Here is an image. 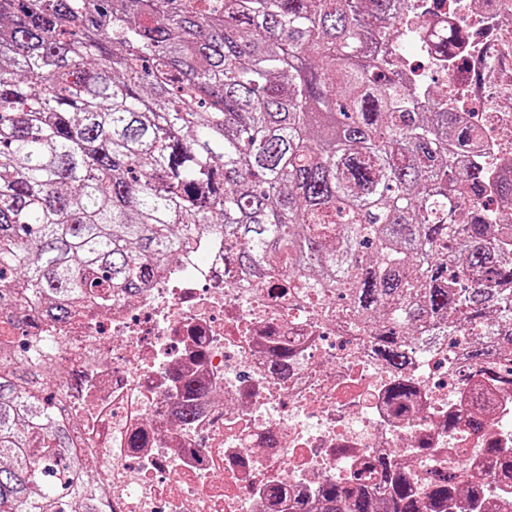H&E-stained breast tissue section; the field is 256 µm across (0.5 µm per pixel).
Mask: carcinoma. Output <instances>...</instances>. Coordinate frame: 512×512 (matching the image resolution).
Returning a JSON list of instances; mask_svg holds the SVG:
<instances>
[{
  "instance_id": "obj_1",
  "label": "carcinoma",
  "mask_w": 512,
  "mask_h": 512,
  "mask_svg": "<svg viewBox=\"0 0 512 512\" xmlns=\"http://www.w3.org/2000/svg\"><path fill=\"white\" fill-rule=\"evenodd\" d=\"M406 0H0V322L31 302L57 323L76 300L129 298L197 226L224 231L243 277L312 288L398 373L389 408L414 416L404 376L428 334L473 336L465 422L482 434L512 385V182L493 209L480 132L392 72ZM274 367L297 353L284 340ZM499 363L486 364L493 354ZM42 351L0 339V512H101L48 390ZM488 365L489 371L480 367ZM481 468L512 489V447ZM281 485L271 512H497L475 474L400 460Z\"/></svg>"
}]
</instances>
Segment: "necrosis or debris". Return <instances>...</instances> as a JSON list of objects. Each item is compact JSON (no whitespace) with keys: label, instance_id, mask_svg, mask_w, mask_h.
Segmentation results:
<instances>
[{"label":"necrosis or debris","instance_id":"1","mask_svg":"<svg viewBox=\"0 0 512 512\" xmlns=\"http://www.w3.org/2000/svg\"><path fill=\"white\" fill-rule=\"evenodd\" d=\"M400 28L416 36V77L435 69L432 32L465 30L441 98L480 127V148L495 174H512V0H414ZM224 233L208 225L167 272L128 300L101 307L80 299L62 324L39 321L15 348L47 350L52 391L83 448L90 479L110 512H268L271 485L314 490L344 479L363 461L395 449L413 456L409 473L424 485L433 470L480 456L485 439L512 446V387L498 391L487 437L448 430L469 410L459 374L469 369L463 342L438 338L417 352L408 374L425 411L392 418L391 375L341 320L316 314V296L290 295L288 283L244 280ZM299 352L287 378L273 370L271 342ZM197 387L192 430H176L184 382ZM435 448L418 457L419 442Z\"/></svg>","mask_w":512,"mask_h":512}]
</instances>
